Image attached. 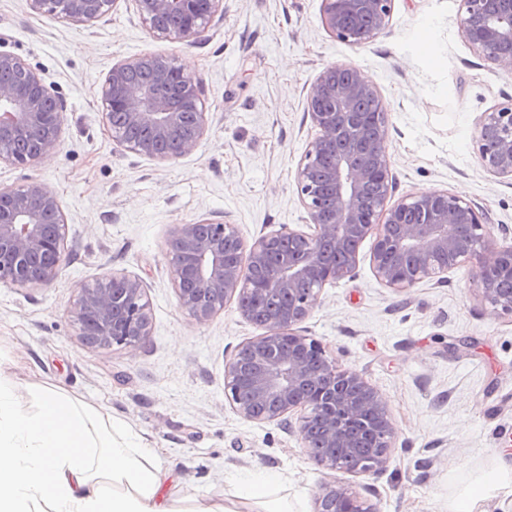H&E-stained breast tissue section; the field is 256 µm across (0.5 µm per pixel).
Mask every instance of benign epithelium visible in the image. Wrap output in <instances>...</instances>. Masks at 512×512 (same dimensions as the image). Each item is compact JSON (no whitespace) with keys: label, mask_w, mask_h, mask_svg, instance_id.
<instances>
[{"label":"benign epithelium","mask_w":512,"mask_h":512,"mask_svg":"<svg viewBox=\"0 0 512 512\" xmlns=\"http://www.w3.org/2000/svg\"><path fill=\"white\" fill-rule=\"evenodd\" d=\"M32 11L77 25L106 18L117 0H27ZM141 22L158 39L181 41L224 18V0H134ZM394 0H322L321 20L336 39L358 45L383 29ZM460 27L487 61L512 72V0H460ZM0 161L35 163L59 146L64 105L21 57L0 52ZM104 125L125 150L158 161L194 151L206 131L201 83L164 54L115 64L99 92ZM317 134L296 172L298 196L310 231L262 235L250 244L236 225L193 222L174 230L172 254L178 304L206 322L224 304L251 318L239 302L248 292L246 270L265 266L263 293L288 295V306L262 324L264 333L242 345L224 368V393L248 421H282L300 410L299 436L308 445L315 427V463L359 474L382 470L397 437L387 403L356 370L342 369L324 345L298 325L328 285L349 276L358 245L375 237V278L397 294L425 280H446L469 266L482 298L512 313V289L501 275L512 272V246L486 236L483 213L446 191L406 196L386 206L393 186L385 146V113L375 86L358 68L325 67L306 95ZM479 153L495 176L512 178V104L484 113L477 128ZM65 222L54 194L39 183L0 188V284L38 289L54 282L65 251ZM142 283L114 273L81 291L71 311L83 342L100 349L133 346L150 336L149 304ZM378 418L372 457L356 455L352 424ZM377 512L349 484L323 485L315 512Z\"/></svg>","instance_id":"benign-epithelium-1"}]
</instances>
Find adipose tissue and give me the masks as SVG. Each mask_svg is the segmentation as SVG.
I'll return each mask as SVG.
<instances>
[{"instance_id": "adipose-tissue-1", "label": "adipose tissue", "mask_w": 512, "mask_h": 512, "mask_svg": "<svg viewBox=\"0 0 512 512\" xmlns=\"http://www.w3.org/2000/svg\"><path fill=\"white\" fill-rule=\"evenodd\" d=\"M0 512H237L170 484L110 408L0 366Z\"/></svg>"}]
</instances>
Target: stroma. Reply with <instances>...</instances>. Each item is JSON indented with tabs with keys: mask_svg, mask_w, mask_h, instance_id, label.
Here are the masks:
<instances>
[{
	"mask_svg": "<svg viewBox=\"0 0 512 512\" xmlns=\"http://www.w3.org/2000/svg\"><path fill=\"white\" fill-rule=\"evenodd\" d=\"M460 0H394L388 25L365 43L337 40L321 0H224L201 36L169 42L118 0L90 27L0 0V49L36 68L63 100L60 145L36 164L0 162V187L44 184L66 224L63 268L38 289L0 286V361L25 385L78 392L158 448L174 485L200 498L264 512L284 499L314 512L318 467L288 423L247 421L224 395V367L261 326L226 303L197 323L177 301L167 246L176 225H237L245 242L298 229L306 212L295 174L316 130L306 93L333 63L372 81L386 111L392 200L445 191L477 204L489 239L512 245V180L490 174L475 141L484 112L512 99V73L472 48ZM174 55L199 80L207 131L167 162L130 153L102 122L97 92L113 65ZM363 240L351 277L325 287L303 335L323 343L388 404L398 437L382 471L347 481L377 512H512V314L492 312L467 268L407 295L381 285ZM142 282L151 334L135 347L84 344L71 310L82 289L112 273ZM466 338L469 354L448 345ZM277 470L267 497L238 499L231 474Z\"/></svg>",
	"mask_w": 512,
	"mask_h": 512,
	"instance_id": "35a3bbf8",
	"label": "stroma"
}]
</instances>
